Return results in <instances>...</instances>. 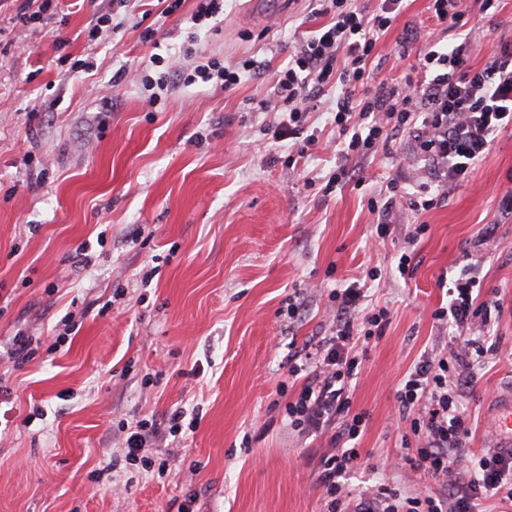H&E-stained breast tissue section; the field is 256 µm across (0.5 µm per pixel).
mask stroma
I'll return each mask as SVG.
<instances>
[{
	"mask_svg": "<svg viewBox=\"0 0 512 512\" xmlns=\"http://www.w3.org/2000/svg\"><path fill=\"white\" fill-rule=\"evenodd\" d=\"M34 4L38 17L25 22L24 0H0V512H181L190 497L194 512H324L319 462L331 445L289 426L284 405L301 384L288 381L287 363L332 336L330 294L354 283L361 308L389 316L348 393L366 415L358 443L370 455L346 482L352 498L379 483L441 490L392 462L411 433L396 401L402 380L455 345L432 317L449 301L443 277L475 276L499 300L480 326L498 349L458 397L468 448H490L491 406L512 388V123L417 212L410 200L430 176L408 132L384 129L374 156L337 178L333 93L308 115V157L263 134L279 114L257 103L297 41L326 22L310 0L266 22L250 0H226L194 32L195 0L172 15L162 0H136L120 34L96 39L113 0ZM428 5L410 0L377 40L371 69L419 78V52L441 35ZM466 5L479 65L512 43V0L492 16ZM145 25L174 67L193 65L192 33L203 56L227 66L255 58L266 72L230 92L180 85L149 106ZM73 59L92 67L74 71ZM392 181L402 188L394 197ZM84 250L91 266L77 261ZM292 299L302 304L293 321ZM17 335L32 343L20 366L6 354ZM36 408L43 418L24 426ZM176 409L198 421L156 442L170 473L129 465L119 423L162 424Z\"/></svg>",
	"mask_w": 512,
	"mask_h": 512,
	"instance_id": "stroma-1",
	"label": "stroma"
}]
</instances>
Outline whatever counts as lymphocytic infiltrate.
<instances>
[{"instance_id":"obj_1","label":"lymphocytic infiltrate","mask_w":512,"mask_h":512,"mask_svg":"<svg viewBox=\"0 0 512 512\" xmlns=\"http://www.w3.org/2000/svg\"><path fill=\"white\" fill-rule=\"evenodd\" d=\"M403 2L380 0L369 14L355 0H315L317 14L328 17V24L302 39L273 77V96L281 114L278 134L302 133L312 102L333 89L334 121L346 138L340 158L372 153L382 120H391L412 135L435 181L445 184L463 174L466 162L484 153L494 131L512 118V45L475 65L470 61L476 50L471 38L454 47L432 41L419 59L422 80L389 82L375 75L369 58L378 38L403 12ZM260 69V62L253 59L230 67L204 57L186 81L210 82L230 91ZM360 85L366 87L365 95H357ZM473 287L472 278L456 279L448 291V307L433 313L435 320L464 332L461 346L448 356L420 362L397 392L403 411L413 415L410 428L416 438L404 461L442 482L446 494L410 493L381 484L353 504L342 482L363 458L362 449L352 442L362 434L365 416L351 413L344 396L360 364L355 338H371L387 309L359 317L354 312L356 292L336 293V334L320 343L318 369L289 363V377L303 379L298 396L285 406L289 425L302 433L333 432L335 449L320 461L325 512H477L482 500L500 495L512 500L511 454L461 453L470 429L458 391L471 382L486 354L482 340L467 336L466 330L478 315H490L496 304L492 298L475 302Z\"/></svg>"}]
</instances>
